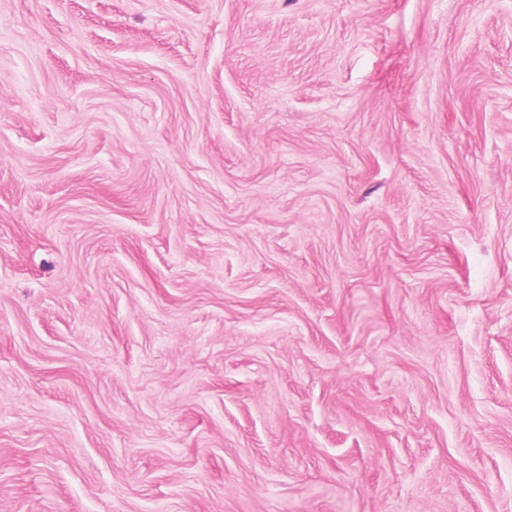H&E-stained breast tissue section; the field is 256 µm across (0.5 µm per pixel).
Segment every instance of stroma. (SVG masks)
<instances>
[{"label":"stroma","mask_w":512,"mask_h":512,"mask_svg":"<svg viewBox=\"0 0 512 512\" xmlns=\"http://www.w3.org/2000/svg\"><path fill=\"white\" fill-rule=\"evenodd\" d=\"M0 512H512V0H0Z\"/></svg>","instance_id":"1"}]
</instances>
